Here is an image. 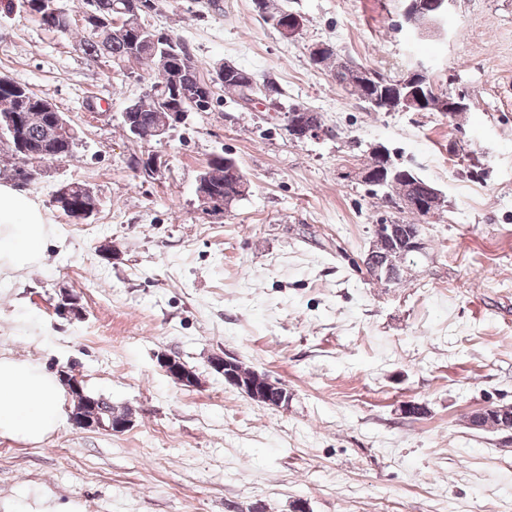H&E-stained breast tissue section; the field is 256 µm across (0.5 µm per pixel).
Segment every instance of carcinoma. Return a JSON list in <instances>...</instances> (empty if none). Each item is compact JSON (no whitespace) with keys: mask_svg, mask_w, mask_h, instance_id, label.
Returning <instances> with one entry per match:
<instances>
[{"mask_svg":"<svg viewBox=\"0 0 512 512\" xmlns=\"http://www.w3.org/2000/svg\"><path fill=\"white\" fill-rule=\"evenodd\" d=\"M127 2L129 0H83L84 24L76 28V43L90 61L108 58L117 67L135 61L155 73L156 80L149 89L125 108V111L136 115L142 130L146 131L156 123L159 112L210 111L214 100L213 87L216 85L239 99L248 93L257 99L277 100L280 95L277 87L256 79L246 81L249 71L242 67L231 75L223 76L218 82L212 76L204 77L184 48L181 54L170 57L167 64L157 65L162 49L173 40L170 35L158 33L144 23L145 16L159 6V0H136L137 5L129 8L125 7ZM22 6L40 26L59 32L71 31L70 17L56 6V0H22ZM118 15L122 18L124 33L119 37L104 36L103 27ZM321 65L332 68L337 85L348 92L356 90L361 97L368 98L367 87L359 82V66L339 64L334 53L325 56ZM180 86L204 88L197 107L183 105L177 93ZM43 104L44 98L30 88L0 77V123L6 115L17 117L15 131L0 128V143H7L13 159L7 168L8 177L16 184L23 183L33 162L31 156L19 149L15 136H20L29 145V150L45 152L49 162L65 157V145L51 141L52 115L44 109ZM226 160L228 157L217 153L212 155L206 166L209 181L221 191L226 180ZM87 204L81 184L75 183L69 205H59L57 209L70 216Z\"/></svg>","mask_w":512,"mask_h":512,"instance_id":"carcinoma-1","label":"carcinoma"}]
</instances>
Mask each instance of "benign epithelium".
Wrapping results in <instances>:
<instances>
[{
	"label": "benign epithelium",
	"mask_w": 512,
	"mask_h": 512,
	"mask_svg": "<svg viewBox=\"0 0 512 512\" xmlns=\"http://www.w3.org/2000/svg\"><path fill=\"white\" fill-rule=\"evenodd\" d=\"M451 0H411L405 9V21L416 31L424 33L437 26L442 18L448 13ZM281 37L292 38L300 32L304 22L299 14L287 12L282 16L272 19ZM399 85L409 87V90L401 97L394 95L390 98L376 97L373 104L380 105L388 112L419 110L428 102L431 97L429 88L426 85V75L421 70L408 73L398 80ZM436 104L448 108V123H456L459 113L457 110L464 107V103L452 97L439 95ZM188 117L186 112H163L160 123L153 129L145 132L135 126L131 127L133 134L144 140H151L156 136L165 133L169 127L182 124ZM286 127L290 136L298 141L306 139H317L324 132V128L308 121V113L302 109L286 113ZM72 125L61 112L56 113L55 125L52 131V138L64 141H72ZM368 157L372 164H365L355 168L352 176L365 185H375L379 179L392 175L401 176L411 180L410 172L395 168L388 150L381 145H374L369 148ZM250 185L247 179L238 174L227 176L224 183V196L213 192L210 184L206 181H198L195 187V194L201 209L215 215L226 212L231 203L248 195ZM399 201L402 208L413 211H430L440 209L445 204V196L441 190L428 182L425 184V193L422 195L408 194L401 195ZM402 224H384L379 234L373 240L367 255L362 261L364 267L371 269L373 275L382 277L388 282H395L401 275L402 264L407 256L413 253H420L424 250L422 239L413 234L406 237L407 244L401 245L400 234ZM58 310L66 315L80 318L85 313L80 299L70 289L60 290V302ZM159 363L167 374L176 383L185 387L196 386L194 371L188 368H181L180 363L172 356L162 354ZM209 367L224 376V383L242 391L249 399L272 408H284L288 406L289 396L287 391L278 393L276 398H271V390L268 387L246 386L239 378L236 370L237 359L232 355L214 354L208 359ZM72 423L82 429H102L121 433L134 425L135 416L128 412L122 416H114L104 419L96 414V405L90 403L86 409L71 414Z\"/></svg>",
	"instance_id": "obj_1"
}]
</instances>
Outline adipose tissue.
<instances>
[{
    "mask_svg": "<svg viewBox=\"0 0 512 512\" xmlns=\"http://www.w3.org/2000/svg\"><path fill=\"white\" fill-rule=\"evenodd\" d=\"M50 246L48 228L15 193L0 186V273L39 265ZM61 381L28 361L0 357V433L38 443L64 421Z\"/></svg>",
    "mask_w": 512,
    "mask_h": 512,
    "instance_id": "1",
    "label": "adipose tissue"
}]
</instances>
